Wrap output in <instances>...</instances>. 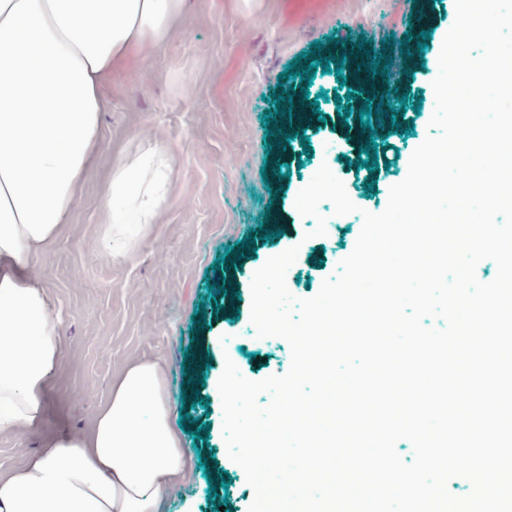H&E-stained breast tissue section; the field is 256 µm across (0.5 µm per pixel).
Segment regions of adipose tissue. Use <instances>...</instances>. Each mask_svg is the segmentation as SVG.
Masks as SVG:
<instances>
[{
	"mask_svg": "<svg viewBox=\"0 0 512 512\" xmlns=\"http://www.w3.org/2000/svg\"><path fill=\"white\" fill-rule=\"evenodd\" d=\"M188 0H0V434L46 416L63 359L39 250L68 223L100 147L113 71L164 45ZM170 147L120 148L102 196L103 235L122 248L156 223L171 193ZM185 474L182 442L156 362L111 384L92 428L57 433L0 474V512H158Z\"/></svg>",
	"mask_w": 512,
	"mask_h": 512,
	"instance_id": "1",
	"label": "adipose tissue"
}]
</instances>
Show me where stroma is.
<instances>
[{
    "label": "stroma",
    "mask_w": 512,
    "mask_h": 512,
    "mask_svg": "<svg viewBox=\"0 0 512 512\" xmlns=\"http://www.w3.org/2000/svg\"><path fill=\"white\" fill-rule=\"evenodd\" d=\"M433 14L413 94L417 100L433 93L442 41L455 19L454 0H435ZM345 27L355 37L385 42L406 33L407 22L399 0H348ZM311 47V40L289 27L281 0L255 11L235 0H190L178 34L113 72L104 91L101 151L68 224L32 266L60 319L63 363L43 426L21 437L0 435L1 473L38 453L52 433L87 430L112 381L129 365L148 359L164 370L173 410L207 428L200 440L183 434L187 476L162 499L159 512H248L254 491L227 455L217 383L228 358L252 380L285 374L291 362L285 340L256 335L250 321L252 275L269 257L295 246L299 253L288 271V288L298 298L316 295L327 274L352 251L362 218L333 215L331 204L321 203L327 233L305 239L315 222L297 212L298 192L325 163L362 210L375 211L372 194L388 198L390 187L405 178L430 120L426 113H403L399 129L379 149L383 171L376 190L367 192L355 165L333 149L331 136L341 133L345 117L330 97L336 77L317 73L315 85L329 94V130L320 134L307 128V151L296 152L282 167L283 232L256 242L235 269L238 316L217 314L207 291L208 282L218 279L213 267L227 248L252 232L269 201L260 173L267 157L263 115L274 109L281 92L279 74ZM139 136L173 148L172 191L158 223L120 257L102 234V187L114 145ZM200 351L207 363L199 370V391L208 404L186 406L183 357ZM211 474L225 476L228 490L210 493Z\"/></svg>",
    "instance_id": "1"
}]
</instances>
